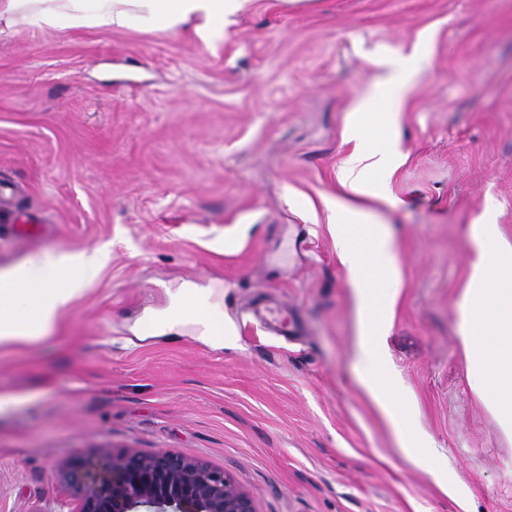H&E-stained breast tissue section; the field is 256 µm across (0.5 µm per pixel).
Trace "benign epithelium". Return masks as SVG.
<instances>
[{
	"instance_id": "benign-epithelium-1",
	"label": "benign epithelium",
	"mask_w": 512,
	"mask_h": 512,
	"mask_svg": "<svg viewBox=\"0 0 512 512\" xmlns=\"http://www.w3.org/2000/svg\"><path fill=\"white\" fill-rule=\"evenodd\" d=\"M70 512H257L223 470L183 453L100 449L61 471Z\"/></svg>"
}]
</instances>
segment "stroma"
<instances>
[{
	"label": "stroma",
	"instance_id": "1",
	"mask_svg": "<svg viewBox=\"0 0 512 512\" xmlns=\"http://www.w3.org/2000/svg\"><path fill=\"white\" fill-rule=\"evenodd\" d=\"M398 116L355 102L380 79ZM397 143L381 193L400 280L385 348L453 494L360 387L357 307L329 222L355 145ZM44 233L0 228V269L100 250L36 343L0 349V512H58L101 448L224 470L257 512H512V441L458 338L470 227L512 243V0H244L220 34L0 26V183ZM222 335L146 336L182 286ZM295 313L293 341L241 330Z\"/></svg>",
	"mask_w": 512,
	"mask_h": 512
}]
</instances>
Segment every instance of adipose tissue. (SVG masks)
I'll return each instance as SVG.
<instances>
[{
    "mask_svg": "<svg viewBox=\"0 0 512 512\" xmlns=\"http://www.w3.org/2000/svg\"><path fill=\"white\" fill-rule=\"evenodd\" d=\"M239 0H0V22L38 19L52 25L67 19L103 31L135 25L170 30L196 17L213 21L237 10ZM374 155L358 151L348 160L349 177L331 221L340 264L359 301V339L354 357L362 389L402 438L414 463H438L440 454L416 430L415 414L402 388L388 375L381 337L390 324L400 271L388 225L374 221L362 204L368 195L358 171L375 166ZM473 259L460 301L459 339L473 390L481 396L502 434L512 438V245L501 243L493 225L472 227ZM104 264L101 253L60 254L33 259L0 272V348L43 339L59 313L94 280ZM386 285L369 287L373 275Z\"/></svg>",
    "mask_w": 512,
    "mask_h": 512,
    "instance_id": "adipose-tissue-1",
    "label": "adipose tissue"
}]
</instances>
